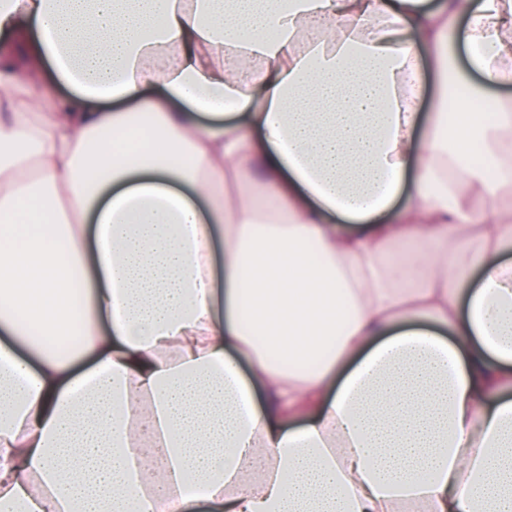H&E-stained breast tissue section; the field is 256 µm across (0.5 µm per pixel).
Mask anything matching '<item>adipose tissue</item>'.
<instances>
[{
  "label": "adipose tissue",
  "mask_w": 512,
  "mask_h": 512,
  "mask_svg": "<svg viewBox=\"0 0 512 512\" xmlns=\"http://www.w3.org/2000/svg\"><path fill=\"white\" fill-rule=\"evenodd\" d=\"M0 32V512H512V0Z\"/></svg>",
  "instance_id": "ef3b65f1"
}]
</instances>
